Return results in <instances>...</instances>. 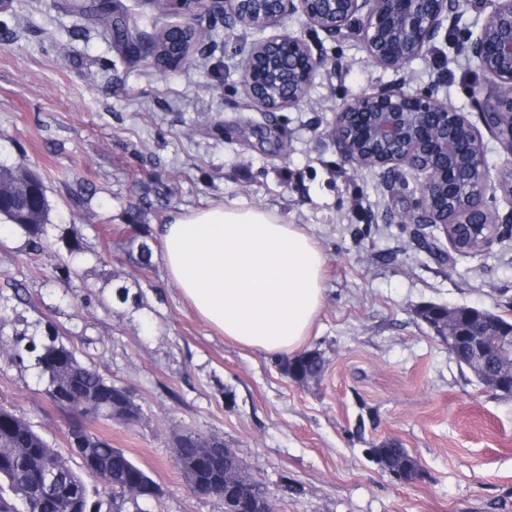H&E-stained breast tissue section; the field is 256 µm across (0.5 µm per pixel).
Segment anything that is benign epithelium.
Listing matches in <instances>:
<instances>
[{
  "instance_id": "7a95c632",
  "label": "benign epithelium",
  "mask_w": 512,
  "mask_h": 512,
  "mask_svg": "<svg viewBox=\"0 0 512 512\" xmlns=\"http://www.w3.org/2000/svg\"><path fill=\"white\" fill-rule=\"evenodd\" d=\"M261 8L246 10L247 0H194L196 10L222 16L259 31L277 25L288 13L298 12L308 24L333 39L363 42L373 60L400 69L429 51L445 24H454L469 0H258ZM491 7L477 35H465L470 57L496 81L499 94L484 104L480 120L485 130L503 140L512 153V0H485ZM324 60L312 54L304 39L277 34L259 41L243 67V84L254 101L264 91L265 77L276 72L288 83V97L276 109L299 103ZM333 134L347 157L360 168L388 172L408 168L422 177L420 197L403 219L442 229L451 248L459 253L485 250L497 236L498 218L483 202L484 192L461 195L457 186L475 180L484 171L483 137L464 114L439 100L434 93H410L402 85L378 89L355 98L336 113ZM480 217L477 244L464 247L453 229ZM446 328L451 355L472 356L468 368L486 361L501 366L496 376L484 379L488 388L512 396V324L486 312L446 307L437 317ZM46 374V393L58 404L70 401V373L61 353L47 350L40 361ZM69 460L58 454L55 466L43 476L50 491L61 488ZM145 480L131 481V498L153 497Z\"/></svg>"
}]
</instances>
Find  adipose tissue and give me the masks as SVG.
<instances>
[{
  "instance_id": "1",
  "label": "adipose tissue",
  "mask_w": 512,
  "mask_h": 512,
  "mask_svg": "<svg viewBox=\"0 0 512 512\" xmlns=\"http://www.w3.org/2000/svg\"><path fill=\"white\" fill-rule=\"evenodd\" d=\"M158 240L169 280L227 339L268 353L302 347L324 302L326 263L302 226L219 204L171 213Z\"/></svg>"
}]
</instances>
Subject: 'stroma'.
Segmentation results:
<instances>
[{
    "mask_svg": "<svg viewBox=\"0 0 512 512\" xmlns=\"http://www.w3.org/2000/svg\"><path fill=\"white\" fill-rule=\"evenodd\" d=\"M74 2L0 13V160L36 172L52 206L44 252L18 232L0 238V407L68 453L45 378L13 358L22 335L52 332L142 409L139 423L94 425L163 489L122 512H224L175 464L172 440L185 432L223 437L274 512H512V397L460 366L417 315L438 304L512 321V223L488 250L441 261V229L397 219L419 198L418 177L355 168L331 135L344 103L393 83L478 121L492 79L452 38L396 71L359 40L330 39L291 14L278 32L326 63L302 102L265 112L241 73L263 32L113 0L133 25L131 52ZM188 22L206 34L191 64L150 67L139 46ZM484 143V202L504 215L512 202L498 176L512 154L493 136ZM222 203L303 225L325 254V298L303 344L326 361L319 383H295L280 355L225 339L161 260L141 270L110 249L135 226L158 247L155 228L172 212ZM119 284L123 304L112 301ZM392 441L418 458L422 481H396L372 459Z\"/></svg>",
    "mask_w": 512,
    "mask_h": 512,
    "instance_id": "35a3bbf8",
    "label": "stroma"
}]
</instances>
